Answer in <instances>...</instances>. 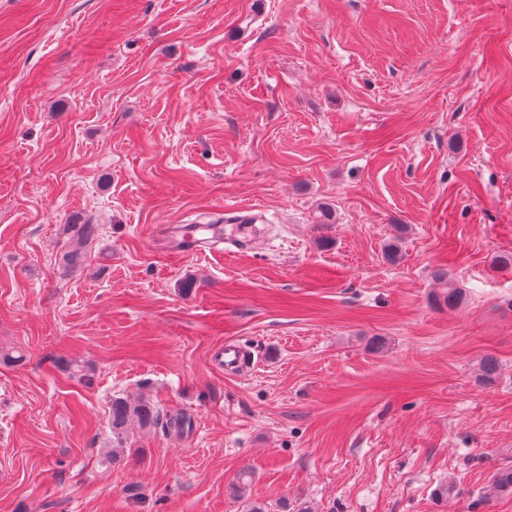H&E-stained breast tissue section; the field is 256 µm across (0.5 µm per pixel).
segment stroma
I'll list each match as a JSON object with an SVG mask.
<instances>
[{
	"instance_id": "obj_1",
	"label": "stroma",
	"mask_w": 512,
	"mask_h": 512,
	"mask_svg": "<svg viewBox=\"0 0 512 512\" xmlns=\"http://www.w3.org/2000/svg\"><path fill=\"white\" fill-rule=\"evenodd\" d=\"M140 396L190 425L110 461ZM506 464L512 0H0V512H512ZM213 362L221 371H224V369L234 370L242 366L243 355L237 347L226 345L214 351Z\"/></svg>"
}]
</instances>
